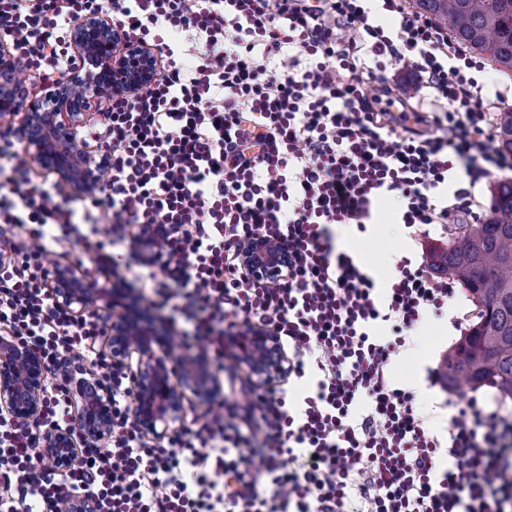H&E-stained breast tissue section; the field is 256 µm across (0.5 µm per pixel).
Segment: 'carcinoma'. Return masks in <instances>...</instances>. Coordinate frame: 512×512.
Listing matches in <instances>:
<instances>
[{
	"mask_svg": "<svg viewBox=\"0 0 512 512\" xmlns=\"http://www.w3.org/2000/svg\"><path fill=\"white\" fill-rule=\"evenodd\" d=\"M459 46L512 70V0H412ZM497 142L512 155V108L499 115ZM436 273L470 294L477 322L440 368L450 387L492 384L512 398V178L498 182L487 217L462 224L448 249L433 255Z\"/></svg>",
	"mask_w": 512,
	"mask_h": 512,
	"instance_id": "cac0c4a2",
	"label": "carcinoma"
}]
</instances>
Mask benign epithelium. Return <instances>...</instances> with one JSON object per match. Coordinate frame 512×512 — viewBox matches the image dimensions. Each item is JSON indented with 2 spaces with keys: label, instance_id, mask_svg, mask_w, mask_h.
Instances as JSON below:
<instances>
[{
  "label": "benign epithelium",
  "instance_id": "7a95c632",
  "mask_svg": "<svg viewBox=\"0 0 512 512\" xmlns=\"http://www.w3.org/2000/svg\"><path fill=\"white\" fill-rule=\"evenodd\" d=\"M69 45L76 64L42 96L33 97L28 78L19 74L14 57L0 44V115L21 116L18 133L29 165L56 175L79 197L96 196L103 190L106 160L83 142L79 129L102 101L129 99L153 85L159 77V59L152 47L128 40L103 13L75 19ZM175 231L168 225L150 226L135 242L136 254L142 260L163 258V245ZM240 259L263 280L284 279L291 263L288 251L260 237L240 249ZM49 288L61 307L78 316L112 309V321L104 328L105 346L112 366L127 370L132 425L143 439L158 444L177 432L186 393L201 402L218 393L204 361L185 347H174L175 333L152 331L144 308L126 303L117 285H101L85 271L58 262ZM236 346L237 359L257 384L272 386L287 377L288 355L269 331L248 329L237 336ZM60 373L75 409L74 426L46 428L39 455L52 470L67 473L87 449L101 448L112 438V389L97 372L77 371L70 362ZM49 375L39 350L0 328V416L40 425ZM57 512H97V501L88 492H72L60 499Z\"/></svg>",
  "mask_w": 512,
  "mask_h": 512
}]
</instances>
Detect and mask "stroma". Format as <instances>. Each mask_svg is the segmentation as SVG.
Here are the masks:
<instances>
[{"label": "stroma", "mask_w": 512, "mask_h": 512, "mask_svg": "<svg viewBox=\"0 0 512 512\" xmlns=\"http://www.w3.org/2000/svg\"><path fill=\"white\" fill-rule=\"evenodd\" d=\"M29 176L33 184L54 188L61 204L75 209L79 217L77 227H54L55 238L46 244L44 265H52L64 258L89 269L92 275L108 273L123 281L138 297L152 300V289L143 287L138 277L139 260L131 244L113 246L112 258L104 265L96 261L94 252L89 248L90 243L105 235L110 225L111 213L106 206L92 207L88 199L75 196L54 174L40 168H30ZM399 207L398 198L391 197L374 209L366 229H359L353 224L332 228L333 246L347 252L361 264L379 289L386 288L394 275L398 258L405 255L413 263H421L432 250L447 246L449 240L448 234L438 226L431 227L429 237L413 235L410 228L399 224ZM473 311L474 306L467 292L464 288H456L455 296L449 300L443 315H427L419 329L410 336L407 351L396 362L397 373L414 392L428 426L438 433L444 432L454 413L453 408L447 406V399H459L460 394L449 391L444 383H431L428 372L439 368L444 357L460 339L461 327L473 324ZM152 314L157 324L171 327L179 335L185 336L190 348L199 353L206 364H213V346L209 340L196 336L195 322L186 313L167 305L153 308ZM456 318L461 321L457 327L452 324ZM238 333L235 327L224 331V369L216 374L221 384L217 400L236 406V413L228 417L230 423L255 431L259 428V421L249 416L247 409L251 376L247 367L239 364L235 356L234 338Z\"/></svg>", "instance_id": "obj_1"}]
</instances>
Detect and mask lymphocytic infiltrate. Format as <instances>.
I'll return each instance as SVG.
<instances>
[{
  "label": "lymphocytic infiltrate",
  "mask_w": 512,
  "mask_h": 512,
  "mask_svg": "<svg viewBox=\"0 0 512 512\" xmlns=\"http://www.w3.org/2000/svg\"><path fill=\"white\" fill-rule=\"evenodd\" d=\"M93 12L135 42L185 37L194 58H168L145 94L112 102L89 131L111 171L106 198L92 200L112 212L97 249L125 242L132 224L177 227L144 277L178 283L216 349V324L271 329L291 375L315 386L295 400L255 393L261 436L216 409L178 447L151 445L129 422L123 371L95 349L102 326L56 303L42 249L0 257V326L53 368L84 347L113 405L111 442L65 474L40 463L33 428L0 418V512H55L79 489L98 512H512V410L472 399L432 432L393 369L452 288L404 256L378 293L330 233L364 225L392 195L409 228L474 216L475 187L512 168L476 78L484 62L403 0H0V37L51 80L73 63L71 21ZM382 14L400 15L397 33ZM408 56L415 78L391 93L384 61ZM425 88L448 105L427 136L403 109ZM72 221L0 143V223L33 225L41 240ZM258 235L288 250L287 279L241 267L240 246ZM382 322L391 335H377Z\"/></svg>",
  "instance_id": "1"
}]
</instances>
